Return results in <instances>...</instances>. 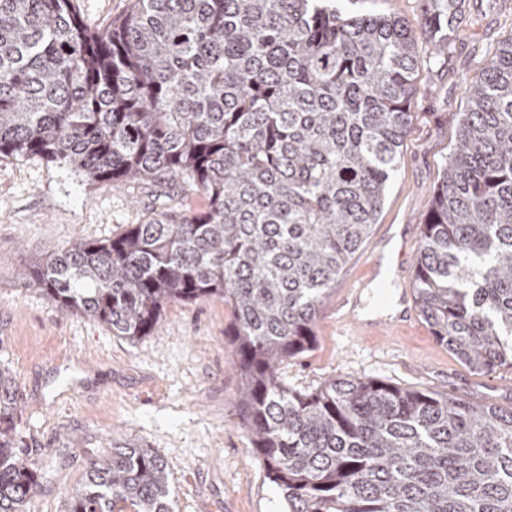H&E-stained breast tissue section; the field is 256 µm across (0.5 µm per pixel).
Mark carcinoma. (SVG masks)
<instances>
[{"label": "carcinoma", "instance_id": "1", "mask_svg": "<svg viewBox=\"0 0 512 512\" xmlns=\"http://www.w3.org/2000/svg\"><path fill=\"white\" fill-rule=\"evenodd\" d=\"M334 0H132L89 31L73 0H0V156L93 185L179 180L206 199L34 260L29 285L139 342L165 307L232 310L239 406L286 512H512V408L378 379L310 393L278 366L313 347L325 297L377 223L411 123L419 47ZM464 0H427L439 53ZM422 225L414 299L473 370L512 368V35L467 90ZM0 368V512L43 474L22 457ZM168 465L114 448L71 512H171Z\"/></svg>", "mask_w": 512, "mask_h": 512}]
</instances>
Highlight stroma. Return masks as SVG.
Masks as SVG:
<instances>
[{"label":"stroma","instance_id":"35a3bbf8","mask_svg":"<svg viewBox=\"0 0 512 512\" xmlns=\"http://www.w3.org/2000/svg\"><path fill=\"white\" fill-rule=\"evenodd\" d=\"M130 3L76 6L95 31ZM341 8L396 16L411 29L422 48L413 120L378 220L319 310L315 347L284 360L279 378L301 393L334 377L377 378L511 408L512 369L473 371L436 341L421 314L374 332L341 322L336 306L363 282L364 305L385 318L401 291L412 290L420 228L468 107L464 88L480 81L487 58L512 34V0H466L465 19L439 60L426 49L424 0H343ZM204 205L181 183L164 196L146 182L98 187L37 156L0 157V368L13 379L23 450L45 476L27 512H70V490L115 444L151 449L167 462L172 512H284L241 420L226 337L232 312L223 301L169 304L151 336L131 343L93 317L64 311L19 276L36 257L75 241H105L154 213L178 218ZM391 237L390 262L405 271L386 278L387 301L378 305L367 281Z\"/></svg>","mask_w":512,"mask_h":512}]
</instances>
